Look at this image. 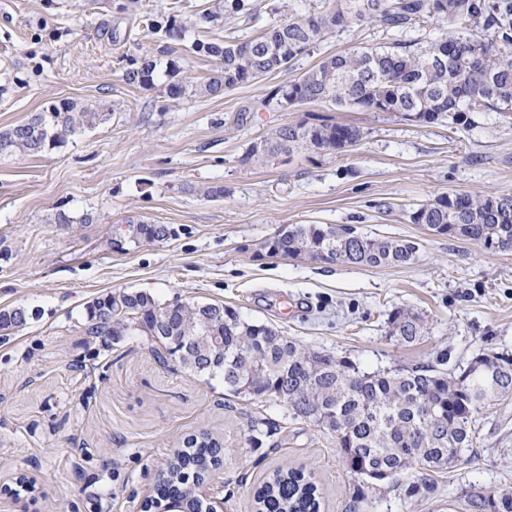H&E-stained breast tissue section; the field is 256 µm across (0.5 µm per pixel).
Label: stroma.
I'll return each mask as SVG.
<instances>
[{
  "label": "stroma",
  "mask_w": 512,
  "mask_h": 512,
  "mask_svg": "<svg viewBox=\"0 0 512 512\" xmlns=\"http://www.w3.org/2000/svg\"><path fill=\"white\" fill-rule=\"evenodd\" d=\"M212 0H0V130L63 100L97 105L106 120L38 156H0V310L33 317L0 338V512H143L160 469L189 437L219 442L212 487L224 512H254L280 469L300 468L320 512H467L466 492H512V398L477 415L473 451L453 467L413 468L353 500L361 483L332 435L269 398L185 372L132 334L87 335L97 298L144 292L161 304L221 303L365 372L442 364L479 353L512 357V250L411 223L418 205L455 192L512 196V115L468 114L428 124L328 102L284 108L270 91L323 58L389 43L374 22L329 34L288 71L223 95L170 100L160 84L204 81L215 63L193 51ZM321 0H248L215 25L227 40L255 37ZM184 25L182 42L152 34ZM157 62L154 84L124 79L134 60ZM351 124L343 153L297 150L242 164L249 146L285 124ZM220 186L219 198L205 191ZM72 221L58 224L57 212ZM162 224L167 239L112 243L117 226ZM353 225L418 246L403 267L327 264L269 255L285 225ZM418 314L422 336L401 344L388 318ZM272 425L250 444L252 424Z\"/></svg>",
  "instance_id": "1"
}]
</instances>
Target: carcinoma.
<instances>
[{
	"label": "carcinoma",
	"instance_id": "1",
	"mask_svg": "<svg viewBox=\"0 0 512 512\" xmlns=\"http://www.w3.org/2000/svg\"><path fill=\"white\" fill-rule=\"evenodd\" d=\"M245 9L243 0H218L199 12L198 22L216 24ZM374 20L402 32L436 21L435 38L396 39L323 58L301 77L273 90L283 107L317 101L365 112L420 113L427 122L461 121L464 112H512V0H322L318 11L268 25L250 39L197 42L193 50L216 61L193 93L219 96L296 59L349 21ZM156 61L143 55L125 73L130 85L154 84ZM107 114L71 101L53 104L25 125L0 130V155L37 156L93 128ZM360 130L349 124H286L251 145L247 164L302 148L344 151L357 145ZM441 236L469 240L488 251L512 249V197L446 194L410 215ZM148 224L126 225L127 242L148 241ZM274 255L329 264L406 266L416 259L413 242L376 239L352 226L294 224L272 241ZM28 311L0 310V334L27 325ZM87 333L118 341L139 333L159 343L189 372L221 376L224 388L284 403L293 417L334 435L350 470L371 480L386 479L414 466L447 469L474 447L475 415L512 395V358L480 353L456 373L416 367L360 371L347 360L314 350L276 327L243 320L220 303L163 306L141 292L108 294L87 313ZM391 334L410 344L422 334L419 316L399 309L388 318ZM210 440L189 439L169 458L159 494L189 512L203 505L185 501L189 471L201 473L216 460ZM469 512H512V493L470 492ZM257 512H319L314 484L301 471L276 472L257 497Z\"/></svg>",
	"mask_w": 512,
	"mask_h": 512
}]
</instances>
